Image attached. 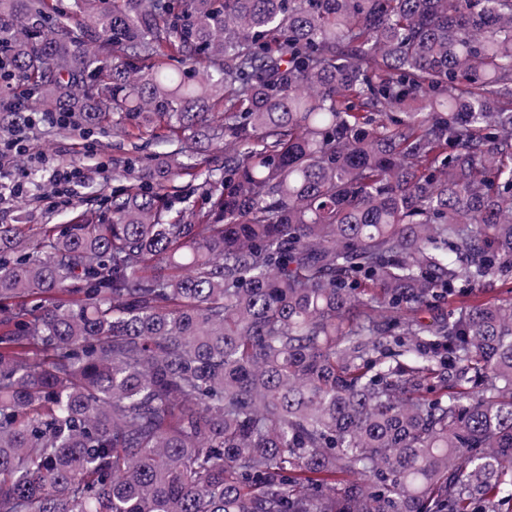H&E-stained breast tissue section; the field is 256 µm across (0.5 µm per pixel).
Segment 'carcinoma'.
I'll use <instances>...</instances> for the list:
<instances>
[{
  "label": "carcinoma",
  "instance_id": "cac0c4a2",
  "mask_svg": "<svg viewBox=\"0 0 512 512\" xmlns=\"http://www.w3.org/2000/svg\"><path fill=\"white\" fill-rule=\"evenodd\" d=\"M1 91L168 150L0 224V512H512V0H0Z\"/></svg>",
  "mask_w": 512,
  "mask_h": 512
}]
</instances>
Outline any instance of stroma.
I'll use <instances>...</instances> for the list:
<instances>
[{
    "label": "stroma",
    "mask_w": 512,
    "mask_h": 512,
    "mask_svg": "<svg viewBox=\"0 0 512 512\" xmlns=\"http://www.w3.org/2000/svg\"><path fill=\"white\" fill-rule=\"evenodd\" d=\"M27 136L33 159L12 167L11 179L24 184L28 193L23 199L9 196L0 201V224L21 225L29 236L45 227L75 223L87 212V200L111 190L113 155L147 156L162 150L161 145L116 135L108 128L87 135L59 134L43 120L31 126ZM66 167L82 169L86 177L69 185V204L57 206L50 202L53 192L48 184L53 171Z\"/></svg>",
    "instance_id": "35a3bbf8"
}]
</instances>
